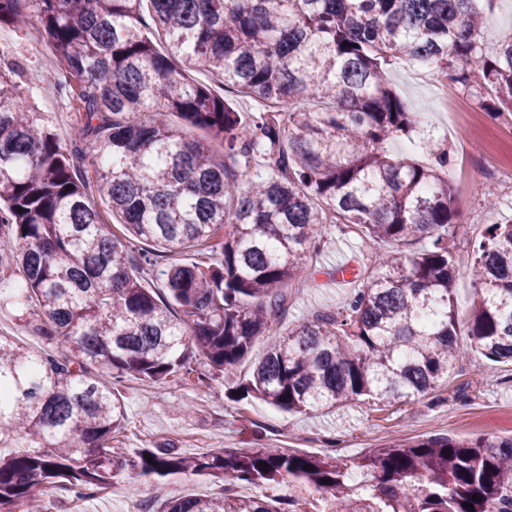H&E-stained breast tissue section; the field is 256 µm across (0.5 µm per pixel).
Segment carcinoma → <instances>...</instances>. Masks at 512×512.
I'll use <instances>...</instances> for the list:
<instances>
[{"label": "carcinoma", "instance_id": "carcinoma-1", "mask_svg": "<svg viewBox=\"0 0 512 512\" xmlns=\"http://www.w3.org/2000/svg\"><path fill=\"white\" fill-rule=\"evenodd\" d=\"M1 24L39 32L78 119L62 144L18 91L19 66L0 67V269L24 276L0 306L39 308L60 352L0 336V448L17 449L0 456V512H49L58 484L79 497L124 474L185 473L228 486L286 478L330 495L332 512H512V437L395 440L349 463L278 448L112 451L121 379L203 385L260 345L238 391L290 413L390 407L448 378L466 354L452 299L456 190L447 153L424 164L385 149L419 124L387 65L434 64L465 86L476 73L485 110L512 112V34L486 54L475 0H0ZM189 66L257 107L242 119L189 81ZM90 173L123 234L91 199ZM337 221L377 243L427 246L373 254L337 311L269 341L288 285L311 279ZM187 247L209 261L160 264ZM149 269L167 300L143 285ZM471 276L467 336L488 361H512V220L487 225ZM163 512L312 510L305 496L228 491Z\"/></svg>", "mask_w": 512, "mask_h": 512}]
</instances>
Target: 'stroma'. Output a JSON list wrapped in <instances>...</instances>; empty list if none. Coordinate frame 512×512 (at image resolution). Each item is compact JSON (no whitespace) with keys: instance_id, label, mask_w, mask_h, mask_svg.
Returning <instances> with one entry per match:
<instances>
[{"instance_id":"35a3bbf8","label":"stroma","mask_w":512,"mask_h":512,"mask_svg":"<svg viewBox=\"0 0 512 512\" xmlns=\"http://www.w3.org/2000/svg\"><path fill=\"white\" fill-rule=\"evenodd\" d=\"M0 55L22 66L25 77L18 85L43 124L69 142L76 114L59 89L57 61L33 30L0 26ZM389 78L406 107L418 113L421 130L432 138L434 150L447 151L450 178L466 183L465 198L457 199L458 231L452 240L464 269L453 285L460 315H467L475 290L465 269L487 226L512 219V112H486L479 87L456 86L460 115L442 110L437 86L441 76L435 66L397 61ZM494 190L496 208H488L487 190ZM372 245L354 227H329L326 242L316 258L310 282H292L288 288L290 310L284 327L298 319L337 310L353 290L339 269L362 271ZM41 316L19 306L0 308V336L40 352L47 343L37 330ZM448 381L434 392L380 407L370 402L338 410L321 409L291 414L252 398L234 401L232 394L249 378L250 362L235 374L200 387L178 380L147 385L128 377L119 386L125 428L113 441L118 454L138 448H173L194 456L213 448H284L310 454L332 453L348 461L377 445L399 439L448 434L464 438L512 436V362L487 361L470 349ZM222 483L205 476L178 474L165 479L119 477L107 488L78 499L66 487L53 488L50 512H133L135 505L151 504L161 512L171 499L185 495L221 494Z\"/></svg>"}]
</instances>
